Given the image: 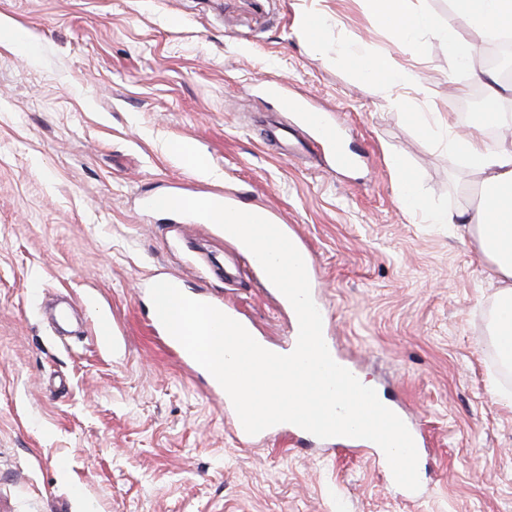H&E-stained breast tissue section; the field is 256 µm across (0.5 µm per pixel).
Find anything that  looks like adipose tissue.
Masks as SVG:
<instances>
[{
	"label": "adipose tissue",
	"instance_id": "ef3b65f1",
	"mask_svg": "<svg viewBox=\"0 0 512 512\" xmlns=\"http://www.w3.org/2000/svg\"><path fill=\"white\" fill-rule=\"evenodd\" d=\"M458 8L477 24L497 28L512 25V0H457ZM374 21L397 38L416 43L417 33L432 27L430 17L411 10L408 0H371ZM449 151L464 156L481 175V196L471 210L444 215L448 224H469L500 285L495 332L500 352L512 351V143L491 149L472 135L456 136Z\"/></svg>",
	"mask_w": 512,
	"mask_h": 512
}]
</instances>
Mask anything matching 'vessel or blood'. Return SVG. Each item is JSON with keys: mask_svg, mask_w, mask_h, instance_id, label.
I'll use <instances>...</instances> for the list:
<instances>
[{"mask_svg": "<svg viewBox=\"0 0 512 512\" xmlns=\"http://www.w3.org/2000/svg\"><path fill=\"white\" fill-rule=\"evenodd\" d=\"M272 90L278 99L281 111L293 113L295 117L294 124L289 125L288 128L284 129L275 126L267 129L266 137L276 152L291 157L306 153L308 144L303 134L310 131L315 133L319 144L325 150L331 165L336 170L347 171L360 165V157L350 152L344 146L340 129L330 120L327 113L293 97L288 93L287 89L280 85H273ZM241 255L245 268H248L256 276L259 286L268 290L271 298L282 310H291V303L278 289L272 288L270 280L255 256L246 249L242 250ZM173 349L183 365L191 373L205 377L209 395L220 405L221 409H224L227 415H230L231 429L235 437L246 445L255 443V436L248 434L244 430L239 417L235 415V409L230 397L217 380L214 377L208 376L205 368L196 363L181 344H174ZM271 431L275 434L279 432L287 433L289 438L296 442L313 441L315 446L329 454L336 453L337 451L336 439L312 438L309 432L290 423L274 425Z\"/></svg>", "mask_w": 512, "mask_h": 512, "instance_id": "b4317fda", "label": "vessel or blood"}]
</instances>
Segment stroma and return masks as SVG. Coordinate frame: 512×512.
Here are the masks:
<instances>
[{"label": "stroma", "mask_w": 512, "mask_h": 512, "mask_svg": "<svg viewBox=\"0 0 512 512\" xmlns=\"http://www.w3.org/2000/svg\"><path fill=\"white\" fill-rule=\"evenodd\" d=\"M424 50L377 25L368 0H0L28 33L0 47V512H512V378L496 365L499 285L475 237L437 224L477 202L480 176L448 139L484 134L457 110L477 87L486 31L455 0H414ZM324 16L318 41L307 13ZM467 43L457 65L445 35ZM418 75L385 90L351 55ZM331 113L368 164L345 173L288 160L264 140L291 122L261 82ZM190 144L221 178L169 154ZM422 203L406 207L391 156ZM168 189L237 195L274 211L316 265L330 334L427 441L409 501L358 453L278 436L243 446L205 381L151 333L144 281L181 273L282 346L288 319L214 224L145 210ZM73 304L58 335L48 304ZM119 343L98 346L94 324Z\"/></svg>", "instance_id": "obj_1"}]
</instances>
